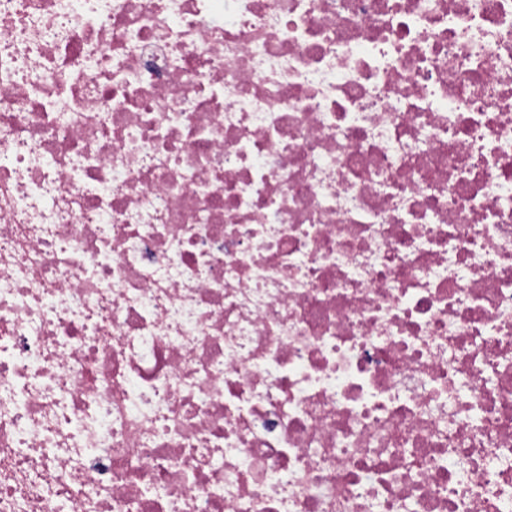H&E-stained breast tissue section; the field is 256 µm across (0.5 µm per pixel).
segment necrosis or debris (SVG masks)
<instances>
[{
  "instance_id": "obj_1",
  "label": "necrosis or debris",
  "mask_w": 512,
  "mask_h": 512,
  "mask_svg": "<svg viewBox=\"0 0 512 512\" xmlns=\"http://www.w3.org/2000/svg\"><path fill=\"white\" fill-rule=\"evenodd\" d=\"M0 512H512V0H0Z\"/></svg>"
}]
</instances>
